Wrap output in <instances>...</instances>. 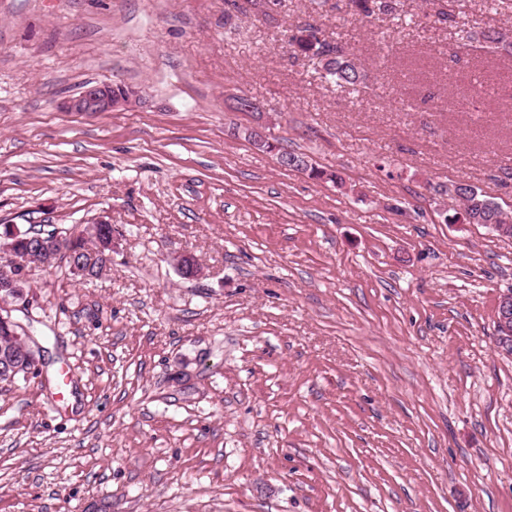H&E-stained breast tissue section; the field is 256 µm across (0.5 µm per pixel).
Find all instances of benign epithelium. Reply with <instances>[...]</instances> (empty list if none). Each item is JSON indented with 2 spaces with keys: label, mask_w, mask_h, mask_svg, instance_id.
I'll return each instance as SVG.
<instances>
[{
  "label": "benign epithelium",
  "mask_w": 512,
  "mask_h": 512,
  "mask_svg": "<svg viewBox=\"0 0 512 512\" xmlns=\"http://www.w3.org/2000/svg\"><path fill=\"white\" fill-rule=\"evenodd\" d=\"M138 94L126 86L119 88L113 84H89L77 96H66L58 102V107L66 112H112L124 109L137 101ZM99 222H94L80 232L62 235L55 233L49 237L38 238L33 253L36 265L42 269L54 267L60 259L70 261L75 276L89 278L97 276L112 261V251L118 237L114 233L99 236ZM93 239L96 247L88 253L89 259L79 258L80 252L74 247L77 236ZM20 232L15 230L9 235L10 241L0 244V302H23L26 291L23 282L27 276L25 266L29 265V255L16 250V240ZM495 338L497 350L512 356V290L503 294L497 311Z\"/></svg>",
  "instance_id": "7a95c632"
}]
</instances>
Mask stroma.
<instances>
[{
    "instance_id": "35a3bbf8",
    "label": "stroma",
    "mask_w": 512,
    "mask_h": 512,
    "mask_svg": "<svg viewBox=\"0 0 512 512\" xmlns=\"http://www.w3.org/2000/svg\"><path fill=\"white\" fill-rule=\"evenodd\" d=\"M396 4L0 0V234L122 235L97 278L29 279L42 373L0 383V512H512V239L447 195L512 212V53L459 36L512 40V0ZM308 23L365 85L291 54ZM88 83L140 100L57 108ZM461 32L464 33L461 36V39L465 40V42L483 43L485 45V47H487V48H494V49L502 48L506 51H508L509 49H512V41H509L508 46L506 47L503 43L504 40H506V39L499 32L491 31V30L473 31L471 29L466 30L465 28H463L461 30ZM463 188L458 184L454 186L453 191L460 197L465 198L469 203L465 209L464 216V220L468 224H487L501 237H507L512 233V226L506 224V218L509 215L502 210L493 197L468 184L464 190ZM459 190H462L465 196L460 195ZM497 328L499 330L495 338L497 350L512 356V290L503 294L499 300Z\"/></svg>"
}]
</instances>
